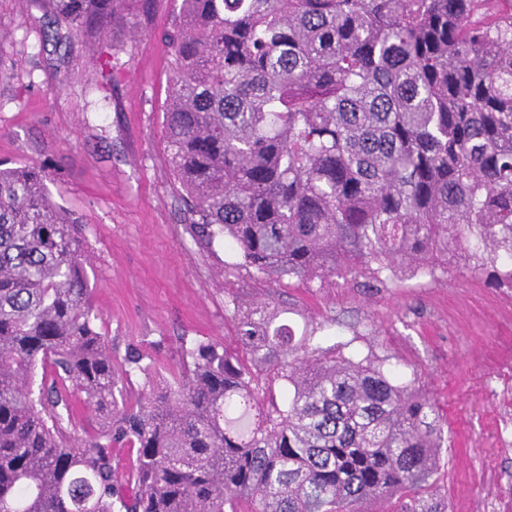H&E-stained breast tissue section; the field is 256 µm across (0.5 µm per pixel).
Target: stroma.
Listing matches in <instances>:
<instances>
[{
	"mask_svg": "<svg viewBox=\"0 0 512 512\" xmlns=\"http://www.w3.org/2000/svg\"><path fill=\"white\" fill-rule=\"evenodd\" d=\"M180 4L155 0L139 32L87 37L56 30L35 0H0V160L43 167L51 200L81 221L102 333L118 355L135 347L156 361L131 373L128 388L173 379L182 342L234 346L233 300L261 305L296 333L315 330L322 346L385 360L398 381L423 386L448 421L437 479L449 512H503L512 444L498 435L490 387L512 344V294L464 269L375 288L225 274L223 241L182 221L164 146V33Z\"/></svg>",
	"mask_w": 512,
	"mask_h": 512,
	"instance_id": "stroma-1",
	"label": "stroma"
}]
</instances>
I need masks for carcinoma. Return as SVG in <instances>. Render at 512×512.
Returning <instances> with one entry per match:
<instances>
[{
    "label": "carcinoma",
    "mask_w": 512,
    "mask_h": 512,
    "mask_svg": "<svg viewBox=\"0 0 512 512\" xmlns=\"http://www.w3.org/2000/svg\"><path fill=\"white\" fill-rule=\"evenodd\" d=\"M46 2L77 32L142 26ZM166 37L183 222L224 239V273L381 284L512 255V0H181ZM48 179L0 166V512H448L430 394L261 307L233 302L237 350L184 340L176 384L130 398L151 365L98 330Z\"/></svg>",
    "instance_id": "carcinoma-1"
}]
</instances>
